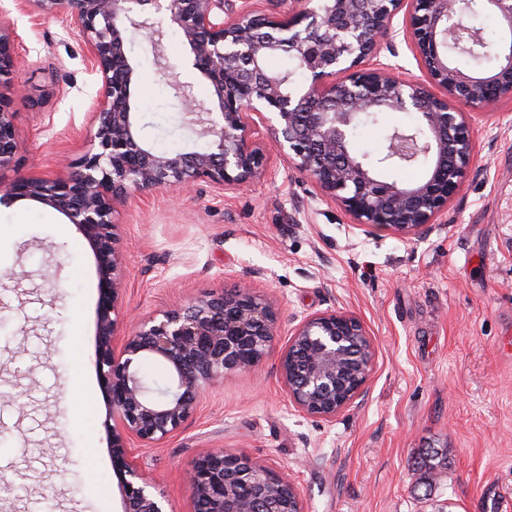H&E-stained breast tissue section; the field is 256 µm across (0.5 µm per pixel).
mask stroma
Returning a JSON list of instances; mask_svg holds the SVG:
<instances>
[{
    "instance_id": "obj_1",
    "label": "stroma",
    "mask_w": 512,
    "mask_h": 512,
    "mask_svg": "<svg viewBox=\"0 0 512 512\" xmlns=\"http://www.w3.org/2000/svg\"><path fill=\"white\" fill-rule=\"evenodd\" d=\"M18 34L22 85L11 110L21 143L5 179L65 174L88 152L102 89L64 15L0 0ZM139 133L203 145L160 84L173 66L208 102L178 30L160 52L128 46ZM474 159L429 231L403 239L353 224L309 178L271 153L269 173L227 193L202 182L117 203L126 280L122 322L181 307L239 279L281 321L261 370L208 387L182 427L137 450L173 512H193L184 472L210 448L271 462L305 512H512V100L470 117ZM0 512H122L96 366V261L68 219L37 201L0 205ZM359 317L375 350L361 396L321 420L288 401L279 355L305 317ZM448 451L426 491L414 460Z\"/></svg>"
}]
</instances>
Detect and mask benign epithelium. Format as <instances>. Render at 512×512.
Returning <instances> with one entry per match:
<instances>
[{"mask_svg":"<svg viewBox=\"0 0 512 512\" xmlns=\"http://www.w3.org/2000/svg\"><path fill=\"white\" fill-rule=\"evenodd\" d=\"M40 15H66L102 76L92 112V149L66 175L0 182V204L39 201L63 214L90 244L97 265L96 363L106 400L104 426L123 512H170L165 493L145 473L132 444H157L191 415L203 389L224 374L256 370L271 352L280 311L247 284L161 311L119 332L125 293L115 203L132 192L187 190L200 182L234 192L263 178L268 156L255 137L266 131L284 160L306 174L321 197L363 227L402 238L421 237L457 193L473 161L468 116L512 99V0H483L511 39L494 49L497 66L465 73L454 52L483 44L463 23L466 0H318L314 8L261 13L253 0H27ZM405 11L404 40L426 83L402 81L394 57L392 18ZM178 29L192 68L209 86L203 105L185 89L184 119L209 139L207 148L159 153L140 135L131 102L133 68L127 43L143 32L151 47L161 35L155 15ZM285 53L308 83L286 80L265 66ZM17 64L16 35L0 25V85ZM441 90L433 94L427 85ZM411 112L417 125L395 127L381 152L357 154L353 129L364 115ZM20 149L11 99L0 92V170ZM421 161L423 177L400 184L381 171ZM146 359L162 363L172 384L151 390L140 375ZM375 351L364 323L330 310L304 318L279 357L289 402L331 421L360 395ZM194 512H304L297 486L265 460L213 449L185 472Z\"/></svg>","mask_w":512,"mask_h":512,"instance_id":"1","label":"benign epithelium"}]
</instances>
